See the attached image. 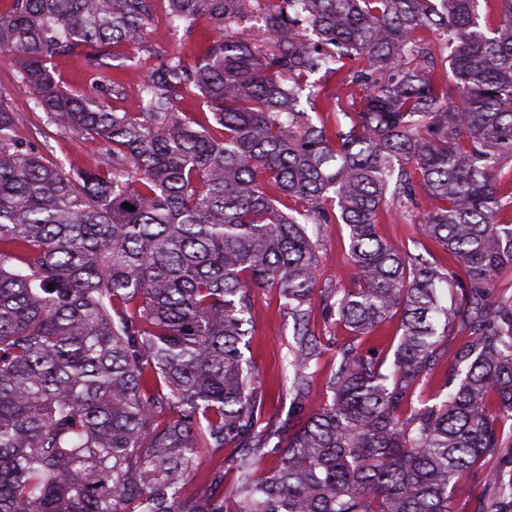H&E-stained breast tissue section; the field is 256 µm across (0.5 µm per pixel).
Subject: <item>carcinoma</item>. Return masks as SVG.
I'll return each instance as SVG.
<instances>
[{
  "label": "carcinoma",
  "mask_w": 512,
  "mask_h": 512,
  "mask_svg": "<svg viewBox=\"0 0 512 512\" xmlns=\"http://www.w3.org/2000/svg\"><path fill=\"white\" fill-rule=\"evenodd\" d=\"M150 2L0 0V52L35 107L100 147L82 169L23 148L0 94V512H454L479 475L512 500V298L487 295L512 266V0H169L186 30L223 36L164 55L140 111L117 112ZM64 53L105 95L61 87ZM195 90L224 136L182 116ZM420 201L445 265L376 232L388 205ZM331 223L354 277L329 311L358 335L397 316L398 342L390 372L341 349L310 411L311 235ZM267 288L294 323L284 416L244 352ZM228 447L182 497L199 456Z\"/></svg>",
  "instance_id": "carcinoma-1"
}]
</instances>
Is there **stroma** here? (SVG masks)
<instances>
[{"instance_id":"1","label":"stroma","mask_w":512,"mask_h":512,"mask_svg":"<svg viewBox=\"0 0 512 512\" xmlns=\"http://www.w3.org/2000/svg\"><path fill=\"white\" fill-rule=\"evenodd\" d=\"M152 23L147 43L154 49L151 62H158L160 54L176 50L184 56H193L201 47L198 33L173 29L167 9V0H151ZM0 91L7 92L9 104L18 121L15 128L17 140L24 147L35 149L47 159L62 160L69 164L85 166L94 160L95 145L78 142L72 135L59 132L49 125L43 112L35 109L22 86L17 68L10 57L0 56ZM377 229L380 235L401 250H415L424 255L440 256V249L427 240L419 221L401 217L396 209H386ZM322 263L317 287L310 308L308 327L321 341L324 352L319 360L313 384L311 405L329 400L324 382L339 363L336 351L339 346L355 343L361 350H372L380 356H392L397 338L395 323H384L371 335L354 338L349 329L338 323L335 314L326 309L330 290L350 287L353 270L347 260L348 229L343 224L321 225L316 239ZM293 342V322L279 306L275 290L260 292L253 311V332L245 352L250 358L257 377V386L264 394L268 414L286 413L289 402L278 399L279 386L289 383L290 370L285 369L284 359Z\"/></svg>"}]
</instances>
